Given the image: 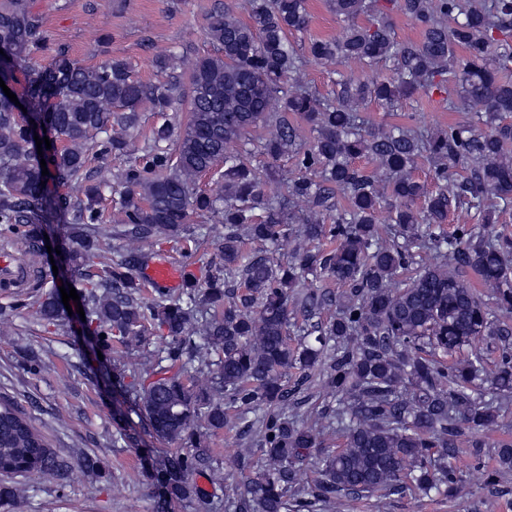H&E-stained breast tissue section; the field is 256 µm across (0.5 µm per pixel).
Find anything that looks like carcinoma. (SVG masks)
I'll list each match as a JSON object with an SVG mask.
<instances>
[{"label":"carcinoma","mask_w":512,"mask_h":512,"mask_svg":"<svg viewBox=\"0 0 512 512\" xmlns=\"http://www.w3.org/2000/svg\"><path fill=\"white\" fill-rule=\"evenodd\" d=\"M327 5L347 22L345 35L312 38L305 48L290 35L306 29L308 0H244L248 22L216 14L205 33L215 52L196 58L186 87L167 53L154 59L165 74L156 86L126 60L84 64L61 46L39 68L47 43L33 0L0 3V49L27 69L28 111L62 143L41 156L29 150L27 124L0 98L4 236L63 235L61 277L95 258L103 183L87 170L91 152L128 159L112 236L166 240L196 255L203 243L192 219L208 213L223 224L205 279L189 277L178 294L155 289L144 297L133 256L99 263L80 292L85 360L97 363L120 403L141 412L142 431L120 425L118 433L133 444L144 434L183 444L166 449L150 477L200 512L212 504L195 478L211 468L208 437L228 425L231 410L237 436L256 451L234 512H327L339 499L452 495L463 453L484 463L512 397V238L495 230L496 213L512 205V81L500 76L512 64V0ZM395 13L420 39L397 36ZM307 60L384 62L392 75L369 83L342 76L324 96L300 80ZM418 92L440 96L450 112L461 102L484 114L483 127H375L359 113L369 99L393 111ZM146 102L157 112L183 102L186 122H164L141 140ZM257 128L265 134L255 138ZM256 153L269 160L271 176L276 162L293 160L298 174L284 191L265 194L251 164ZM363 158L381 172L358 167ZM420 159L430 165L432 189L414 175ZM214 171L216 188H201ZM43 181L74 194L52 193ZM384 204L391 223L381 226ZM458 209L466 222L449 231L448 214ZM71 211L76 225L60 223ZM290 236L296 244L285 262L245 249L247 240L275 245ZM311 276L340 291L308 284ZM36 304L48 325L65 313L54 289ZM298 316L309 340L293 346ZM152 330L168 342L146 376L126 383L99 360L116 343L145 347ZM203 367L210 378L201 383L194 373ZM315 372L334 402L303 412L298 394ZM330 430L342 440L334 450L323 447ZM495 454L497 465L484 471L488 486L512 470L511 443L499 442ZM305 464L317 472L307 488L299 482ZM18 473L62 485L73 470L17 408L0 405V475Z\"/></svg>","instance_id":"cac0c4a2"}]
</instances>
